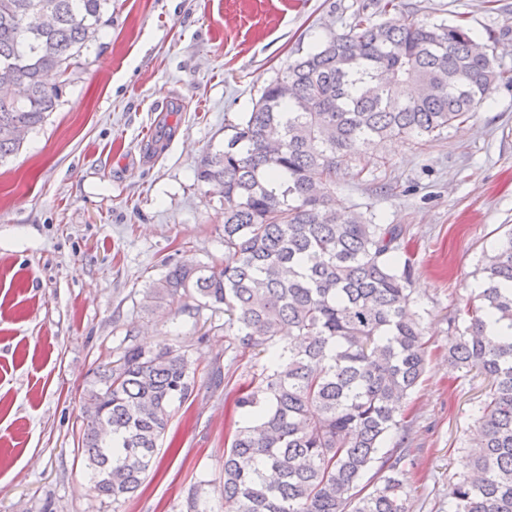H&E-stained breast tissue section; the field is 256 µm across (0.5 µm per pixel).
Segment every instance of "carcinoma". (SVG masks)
Masks as SVG:
<instances>
[{
	"label": "carcinoma",
	"mask_w": 512,
	"mask_h": 512,
	"mask_svg": "<svg viewBox=\"0 0 512 512\" xmlns=\"http://www.w3.org/2000/svg\"><path fill=\"white\" fill-rule=\"evenodd\" d=\"M111 6L0 0V86L23 88L0 96V162L56 111L72 60L97 42ZM41 12L51 24L30 28ZM49 71L63 80L47 85ZM510 80L461 25L378 23L361 6L201 158L197 180L224 188V262L168 265L146 302L222 305L233 345L269 353L237 400L224 512H409L405 407L428 353L413 268L399 257L401 227L336 209L331 185L351 163L358 178L384 164L375 148L386 140L440 138ZM480 273L481 290L451 320L448 367L477 371L492 392L449 508L512 512V232ZM490 318L501 324L494 339ZM284 330L293 343H279ZM195 374L169 344L130 346L95 372L79 445L97 495L118 502L140 488Z\"/></svg>",
	"instance_id": "obj_1"
}]
</instances>
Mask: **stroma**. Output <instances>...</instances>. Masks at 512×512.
<instances>
[{
	"instance_id": "obj_1",
	"label": "stroma",
	"mask_w": 512,
	"mask_h": 512,
	"mask_svg": "<svg viewBox=\"0 0 512 512\" xmlns=\"http://www.w3.org/2000/svg\"><path fill=\"white\" fill-rule=\"evenodd\" d=\"M364 0H112L62 102L0 164V512H187L193 485L220 508L238 388L265 353L230 351L224 310L147 305L167 263L224 259V198L196 168L288 63L342 30ZM395 21L469 29L512 72V0H396ZM338 205L403 230L425 311L426 372L406 411L410 512H448L490 384L448 368L449 320L512 229V83L424 146L394 140ZM179 347L195 388L140 490L97 497L78 447L92 373L126 346Z\"/></svg>"
}]
</instances>
